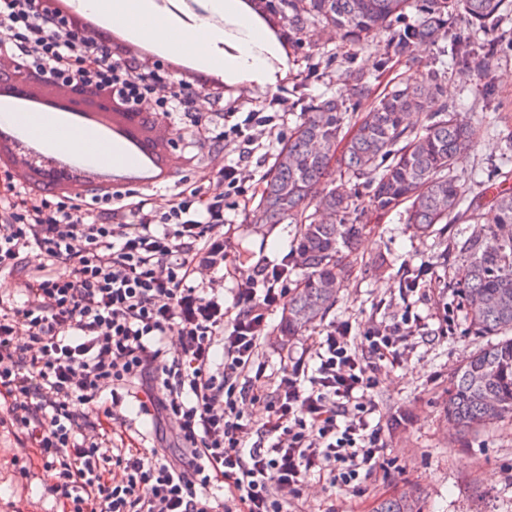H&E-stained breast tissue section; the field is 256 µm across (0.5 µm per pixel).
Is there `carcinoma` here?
I'll return each instance as SVG.
<instances>
[{
    "instance_id": "cac0c4a2",
    "label": "carcinoma",
    "mask_w": 512,
    "mask_h": 512,
    "mask_svg": "<svg viewBox=\"0 0 512 512\" xmlns=\"http://www.w3.org/2000/svg\"><path fill=\"white\" fill-rule=\"evenodd\" d=\"M263 2L267 14L286 20L294 46L309 26L318 25L353 46L382 34L388 58L406 60L416 45L446 39L450 16L488 32L512 10V0ZM453 58L468 69L480 53L458 42ZM442 74L438 70L421 84L400 81L374 96L369 76L348 64L337 69V79L350 86V99L294 92L303 119L278 149L248 221L297 225L294 261L303 275L279 326L286 339L336 304L343 258L356 251L368 228L355 213L357 195L366 194L380 213L406 205L407 221L424 237L435 234L438 224L476 225L445 244L469 267L459 287L465 320L476 336L490 338L455 371L448 388V422L467 433L512 416V193L497 194L487 217L467 199L454 168L476 145L478 131L457 123L444 100ZM366 100L368 110L354 117ZM375 512L420 508L403 496L379 502Z\"/></svg>"
}]
</instances>
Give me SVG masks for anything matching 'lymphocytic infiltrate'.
<instances>
[{"label":"lymphocytic infiltrate","instance_id":"lymphocytic-infiltrate-1","mask_svg":"<svg viewBox=\"0 0 512 512\" xmlns=\"http://www.w3.org/2000/svg\"><path fill=\"white\" fill-rule=\"evenodd\" d=\"M98 28L89 18L74 29L59 0H0L9 35L0 55L30 68L29 104L47 108L78 88L93 112L108 95L120 106L115 134L157 188L169 179L168 143L148 115L183 116L208 149L231 139L239 154L217 172L220 190L184 187L162 206L134 189L57 191L0 154V272L27 270L24 301L0 304V402L12 424L53 471L69 512H220L217 483L239 512H283L284 495H298L311 473L358 486L384 462L375 363H400V343L421 317L367 327L359 352L350 325H333L268 372L260 349L288 296L287 265L257 260L229 305L215 277L195 275L223 271L226 202L247 198L251 159L283 125L288 101L228 112L223 83H213L221 123L211 129L178 70L153 65L147 46L113 53ZM30 255L36 263L23 265ZM129 394L142 415L171 423L172 436L150 449L113 448L102 420ZM247 404L264 407L267 420L245 414ZM249 433L257 439L248 447Z\"/></svg>","mask_w":512,"mask_h":512}]
</instances>
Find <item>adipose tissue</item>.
Returning <instances> with one entry per match:
<instances>
[{
	"label": "adipose tissue",
	"mask_w": 512,
	"mask_h": 512,
	"mask_svg": "<svg viewBox=\"0 0 512 512\" xmlns=\"http://www.w3.org/2000/svg\"><path fill=\"white\" fill-rule=\"evenodd\" d=\"M75 6L79 12L105 17L113 28L130 31L141 40L186 57L208 59L210 50L224 42L223 30L204 20L191 27L179 26L170 18L155 13L151 0H75ZM211 7L235 17L240 29L234 52L218 59L229 81L264 82L267 64L262 55L263 41L251 24L241 18L239 0H211ZM13 120L27 126L50 150L92 154L109 164L124 160L120 151L110 143L68 132L58 127L49 117L17 114Z\"/></svg>",
	"instance_id": "1"
}]
</instances>
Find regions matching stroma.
Listing matches in <instances>:
<instances>
[{"label": "stroma", "instance_id": "stroma-1", "mask_svg": "<svg viewBox=\"0 0 512 512\" xmlns=\"http://www.w3.org/2000/svg\"><path fill=\"white\" fill-rule=\"evenodd\" d=\"M497 49L481 69L465 72L441 65V48L427 46L413 60H386L374 47H353L317 29L302 37L288 67L271 71L266 85L231 86L224 94L225 111L246 112L274 94L291 96L306 86L311 96L338 92L335 72L320 81L307 82L309 64L335 54L337 64L352 63L372 77L374 90L389 82L428 77L445 68L448 101L459 123L478 128L477 146L456 166V175L469 195L490 205L491 188L503 185L499 159L512 148V15L491 32ZM169 139L170 189L192 183L236 158L237 142L228 141L219 153L208 152L176 122L164 128ZM358 207L368 232L351 259L343 277L338 301L326 317L290 340L270 331L260 355L270 369L299 356L310 337L324 334L330 326L349 323L350 343L360 348L362 332L369 326L400 322L406 314L423 317L426 327L402 342L403 361L381 365L373 390L384 427V466L363 481L360 491L332 484L328 477L306 478L299 497H287L286 512H374L385 499L404 494L417 498L421 512H512V418L478 431L461 434L448 424L445 408L448 383L455 369L479 345L463 318L458 287L466 267L456 255L440 257L432 239L420 238L401 210L372 213L367 199ZM246 208L230 211V224L223 232L230 244L224 262V285L232 287L244 270L248 254L277 263L295 249L296 227L292 224H250ZM428 265L429 285L414 293H402L398 281L407 271ZM29 477H22V470ZM54 480L24 433L10 420L0 421V512H66L67 501L53 490Z\"/></svg>", "mask_w": 512, "mask_h": 512}]
</instances>
